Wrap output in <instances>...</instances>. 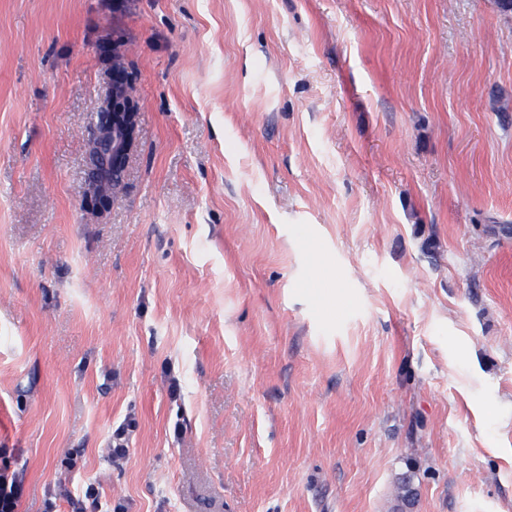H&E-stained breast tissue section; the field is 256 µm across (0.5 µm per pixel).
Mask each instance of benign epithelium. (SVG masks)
<instances>
[{
	"label": "benign epithelium",
	"instance_id": "7a95c632",
	"mask_svg": "<svg viewBox=\"0 0 512 512\" xmlns=\"http://www.w3.org/2000/svg\"><path fill=\"white\" fill-rule=\"evenodd\" d=\"M137 117V105L128 93V77L115 64L88 155L94 182L90 205L100 212L111 207L116 191L123 184L126 163L135 142Z\"/></svg>",
	"mask_w": 512,
	"mask_h": 512
}]
</instances>
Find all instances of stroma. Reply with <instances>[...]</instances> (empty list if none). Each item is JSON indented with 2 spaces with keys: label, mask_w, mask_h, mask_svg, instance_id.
I'll return each instance as SVG.
<instances>
[{
  "label": "stroma",
  "mask_w": 512,
  "mask_h": 512,
  "mask_svg": "<svg viewBox=\"0 0 512 512\" xmlns=\"http://www.w3.org/2000/svg\"><path fill=\"white\" fill-rule=\"evenodd\" d=\"M5 468L21 512H512V11L0 0ZM128 77L119 64L112 67V79L105 105L88 155L93 195L90 205L108 210L122 186L126 163L133 148L137 127V105L128 93Z\"/></svg>",
  "instance_id": "stroma-1"
}]
</instances>
